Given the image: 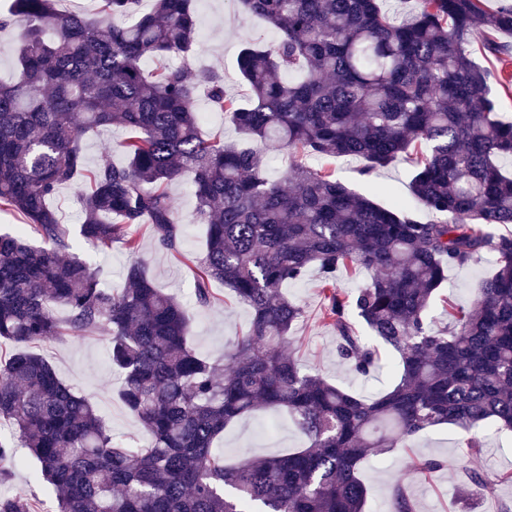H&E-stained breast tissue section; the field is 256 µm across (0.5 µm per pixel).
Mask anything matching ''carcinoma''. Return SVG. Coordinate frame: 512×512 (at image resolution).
<instances>
[{"mask_svg":"<svg viewBox=\"0 0 512 512\" xmlns=\"http://www.w3.org/2000/svg\"><path fill=\"white\" fill-rule=\"evenodd\" d=\"M97 17L61 12L55 0H13L17 77L0 84V207L41 241L0 232V482L25 448L55 495L56 512H365L362 461L405 447L443 423L471 433L512 429V122L496 112L491 73L470 36L512 34V5L417 0L407 17L383 0H239L279 32L239 52L250 90L240 104L224 76L187 63L197 46L195 0H98ZM186 60L148 77L145 57ZM212 105L255 148L206 138L196 100ZM121 127L125 163L86 167L82 136ZM424 147L411 180L415 201L440 216L416 220L308 164L357 157L369 173ZM288 151L280 181L265 175V148ZM78 184L83 224L49 204ZM194 188L205 249L195 261L197 303L220 281L252 313L225 361L197 353L180 301L149 277L130 229L149 226L178 251L182 224L167 187ZM81 238L132 256L125 287L101 286L75 253ZM495 259L470 307L448 305L450 328L426 314L451 267ZM315 267L324 318L340 356L365 373L372 336L398 356L399 381L355 397L303 370L285 353L302 307L281 292ZM364 269L360 288H338L336 270ZM65 309L60 318L55 308ZM110 328L118 396L144 429L143 448L114 444L94 403L75 393L28 345ZM284 409L305 447L229 468L215 447L233 421ZM0 512H36L33 500L0 496Z\"/></svg>","mask_w":512,"mask_h":512,"instance_id":"carcinoma-1","label":"carcinoma"}]
</instances>
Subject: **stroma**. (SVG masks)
<instances>
[{
	"mask_svg": "<svg viewBox=\"0 0 512 512\" xmlns=\"http://www.w3.org/2000/svg\"><path fill=\"white\" fill-rule=\"evenodd\" d=\"M197 31L199 50L191 58V65L223 72L226 94L246 102L248 88L241 81L236 64L239 51L257 37L268 43L276 42L277 32L244 14L235 0H197ZM484 45L482 36L474 35L473 55L493 76V90L502 118L512 121V51L494 55ZM122 136V130L117 127L102 128L84 136L81 145L88 167L106 162L124 163L125 158L117 149ZM311 164L329 167L336 179L382 205L396 202L413 205L420 222L434 219L430 211L413 203L410 190L413 164L408 158H398L389 166L369 173L364 172L361 159L352 157L315 158ZM168 192L182 223L179 251L173 254L158 248L148 227L142 226L136 230L142 254L157 286L183 304L197 352L218 360L223 358L229 340L247 329L251 311L217 281L210 285L211 304L206 307L197 304L192 261L204 248L205 227L196 217L197 202L187 180L172 182ZM80 253L99 269L104 287H123L131 256L122 244H113L105 251L84 245ZM491 270L492 258L488 255L468 266L449 269L426 319L428 326L436 331L447 326L449 317L444 302L469 306L480 280ZM282 291L304 309L288 347L302 366L360 398L378 397L392 387L397 380V357L390 350L381 349L379 368L367 375L357 373L349 361L340 357L336 331L321 318L324 299L317 270H309L300 281L286 283ZM108 337V330L102 328L76 340L64 337L40 342L33 349L53 365L65 384L91 398L116 443L138 448L145 444L146 435L117 396L119 380L112 371ZM467 439L465 431L448 424L439 425L414 437L408 447L395 448L364 463L360 478L368 493L366 512H391L393 495L398 490L413 503L414 512H512V483H500L488 489L471 481L475 471L512 473V431L485 429L482 452L478 455L469 451ZM303 444L286 412L266 410L231 423L217 447L228 462L234 463L285 454ZM427 460L437 461L438 469L420 471L419 463ZM0 495L32 498L37 503V512H54L56 507L39 476L36 461L29 456L0 482Z\"/></svg>",
	"mask_w": 512,
	"mask_h": 512,
	"instance_id": "stroma-1",
	"label": "stroma"
}]
</instances>
